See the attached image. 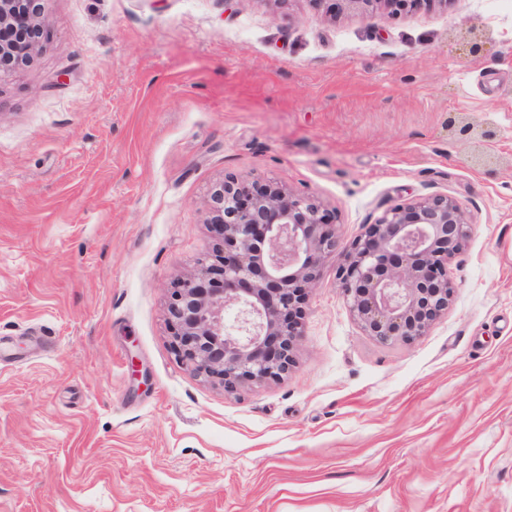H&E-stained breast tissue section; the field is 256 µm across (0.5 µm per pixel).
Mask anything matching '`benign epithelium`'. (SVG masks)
Listing matches in <instances>:
<instances>
[{
  "mask_svg": "<svg viewBox=\"0 0 512 512\" xmlns=\"http://www.w3.org/2000/svg\"><path fill=\"white\" fill-rule=\"evenodd\" d=\"M423 0H339L364 14L376 4ZM51 0H0V82L29 66L49 40ZM212 251L172 289V344L187 368L232 390L288 373L303 336L304 305L320 268L338 263L339 292L365 333L381 344L427 335L448 311V266L472 233L447 196L419 197L385 212L350 248L337 251L338 225L309 194L281 182L228 177L209 195Z\"/></svg>",
  "mask_w": 512,
  "mask_h": 512,
  "instance_id": "7a95c632",
  "label": "benign epithelium"
}]
</instances>
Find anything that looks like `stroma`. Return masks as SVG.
<instances>
[{
  "mask_svg": "<svg viewBox=\"0 0 512 512\" xmlns=\"http://www.w3.org/2000/svg\"><path fill=\"white\" fill-rule=\"evenodd\" d=\"M47 25L0 82V512H512V6L52 0ZM229 176L315 195L343 250L457 200L447 314L380 344L330 258L288 374L193 375L167 301Z\"/></svg>",
  "mask_w": 512,
  "mask_h": 512,
  "instance_id": "stroma-1",
  "label": "stroma"
}]
</instances>
